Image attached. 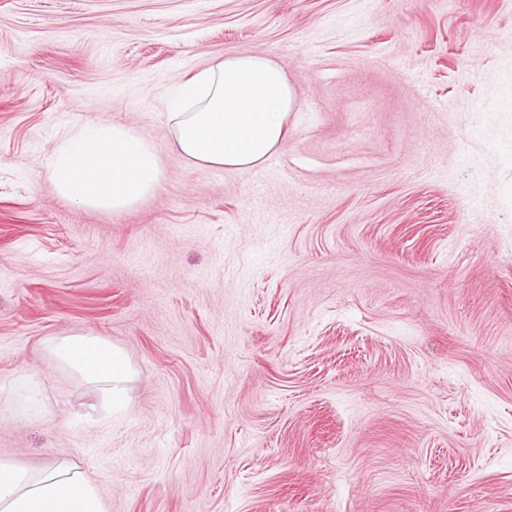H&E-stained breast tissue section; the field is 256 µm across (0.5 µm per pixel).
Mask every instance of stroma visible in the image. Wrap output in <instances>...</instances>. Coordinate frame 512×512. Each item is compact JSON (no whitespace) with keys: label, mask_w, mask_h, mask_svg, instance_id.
Returning a JSON list of instances; mask_svg holds the SVG:
<instances>
[{"label":"stroma","mask_w":512,"mask_h":512,"mask_svg":"<svg viewBox=\"0 0 512 512\" xmlns=\"http://www.w3.org/2000/svg\"><path fill=\"white\" fill-rule=\"evenodd\" d=\"M243 53L288 133L197 166L169 104ZM87 123L152 142L155 193L57 195ZM86 331L133 369L109 420L46 347ZM1 404L0 460L105 512H512V0H0Z\"/></svg>","instance_id":"obj_1"}]
</instances>
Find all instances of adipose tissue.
<instances>
[{"label":"adipose tissue","instance_id":"ef3b65f1","mask_svg":"<svg viewBox=\"0 0 512 512\" xmlns=\"http://www.w3.org/2000/svg\"><path fill=\"white\" fill-rule=\"evenodd\" d=\"M296 103L286 73L269 57L224 58L179 86L170 119L180 154L205 167L248 171L279 150ZM56 191L84 208L122 211L151 195L164 174L153 144L115 124L76 128L46 160ZM60 364L100 385L126 408L132 368L125 352L91 332L53 339ZM0 512H104L97 487L65 461L38 470L0 461Z\"/></svg>","mask_w":512,"mask_h":512}]
</instances>
